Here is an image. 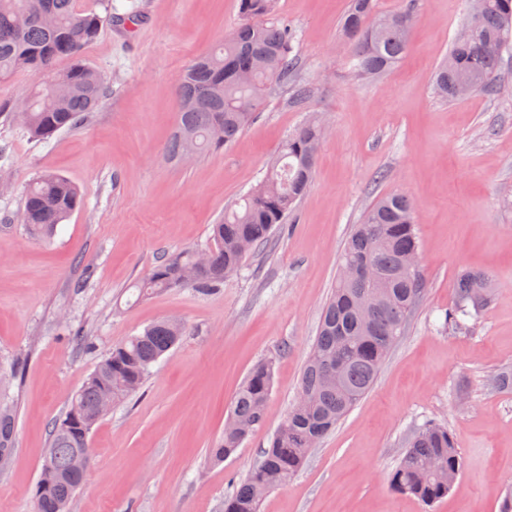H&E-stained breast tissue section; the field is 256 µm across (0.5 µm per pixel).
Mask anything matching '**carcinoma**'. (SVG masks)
Here are the masks:
<instances>
[{"label": "carcinoma", "mask_w": 512, "mask_h": 512, "mask_svg": "<svg viewBox=\"0 0 512 512\" xmlns=\"http://www.w3.org/2000/svg\"><path fill=\"white\" fill-rule=\"evenodd\" d=\"M238 6L240 22L233 33L191 63L176 85L179 118L164 146L172 162H180L188 151L196 158L229 147L254 120L261 90L288 82L295 71L294 32L287 22L274 19L278 0H238ZM104 11H80L75 0H0V79L24 71L36 80L23 108L7 113L6 119L20 121L33 140L47 142L60 131L81 126L108 96L106 78L84 61L83 52L103 28L118 22L134 25L138 14L112 12V0H104ZM415 23L413 3L380 14L376 0H350L341 28L351 44L353 72L359 77L388 72L408 52ZM511 43L512 0H486L480 17L453 42L437 70L436 93L456 100L460 80L470 82L473 94L493 90L502 51ZM64 58L71 60L70 67L56 69ZM323 135L315 118L289 134L266 177L211 225L207 260L196 277L180 280L182 271L196 266L197 250H179L134 284L138 298L183 286L206 294L238 271L248 252L266 243L306 195ZM82 203L73 183L44 170L25 192L20 221L29 237L49 239ZM418 253L415 207L403 195L383 197L355 226L340 266L375 265L381 288L337 275L299 382L305 404L288 411L247 481L224 500V512H260L265 495L287 485L299 470L311 441L322 440L370 391L426 291L420 268L405 265L408 256ZM493 301L488 276L460 275L445 317L448 329H461L464 319L478 316ZM184 331L181 323L159 320L113 346L86 378L50 430L34 490L37 512H68L84 480L73 472V464L77 456L91 455L89 436L103 418L100 402L116 405L137 393L151 367ZM272 379L267 362L249 371L234 394L220 444L209 449L213 462L224 461L240 446L248 435L242 425L253 429L262 423ZM15 428L13 405L0 400V463L14 451ZM437 464L448 470V480L431 474ZM460 471L454 435L431 423L408 439L389 481L394 491L432 504L448 495Z\"/></svg>", "instance_id": "carcinoma-1"}]
</instances>
